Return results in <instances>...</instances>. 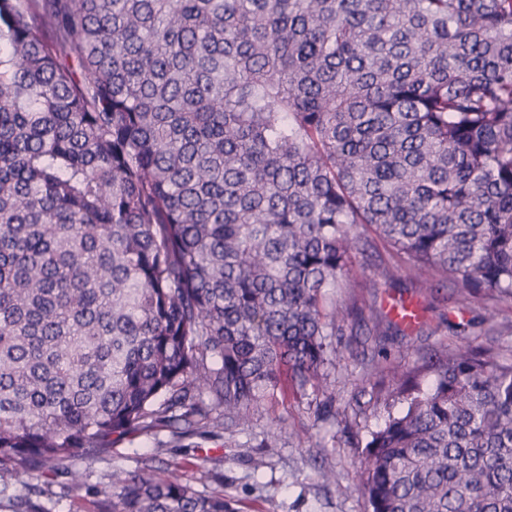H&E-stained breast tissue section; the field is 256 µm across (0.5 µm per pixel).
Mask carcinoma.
<instances>
[{"label": "carcinoma", "instance_id": "cac0c4a2", "mask_svg": "<svg viewBox=\"0 0 512 512\" xmlns=\"http://www.w3.org/2000/svg\"><path fill=\"white\" fill-rule=\"evenodd\" d=\"M512 297V0H0V484L327 384L354 229ZM390 369L371 512H512V355ZM78 512H233L175 471ZM12 512H44L29 496Z\"/></svg>", "mask_w": 512, "mask_h": 512}]
</instances>
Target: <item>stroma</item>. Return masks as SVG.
Segmentation results:
<instances>
[{"mask_svg": "<svg viewBox=\"0 0 512 512\" xmlns=\"http://www.w3.org/2000/svg\"><path fill=\"white\" fill-rule=\"evenodd\" d=\"M357 233L363 259L353 264L348 287L336 293L353 315L343 335L332 339L341 360L329 369L328 389L277 393L275 403L259 408L248 425L225 432L223 440L203 441L198 450L175 447L165 428L128 437L95 465L87 486L106 490L111 471L131 472L148 463L180 467L195 490L223 494L235 512H369L360 484L365 443L385 416L379 382L391 365L411 368L466 344L512 349V298L500 297V313L490 319L481 307L461 309L459 285L432 290L403 271L384 281L376 269L391 262V250L372 230ZM399 297L418 306L416 328L372 335V314ZM274 427L279 437L272 444L268 432ZM218 456L223 462L217 467Z\"/></svg>", "mask_w": 512, "mask_h": 512, "instance_id": "1", "label": "stroma"}]
</instances>
